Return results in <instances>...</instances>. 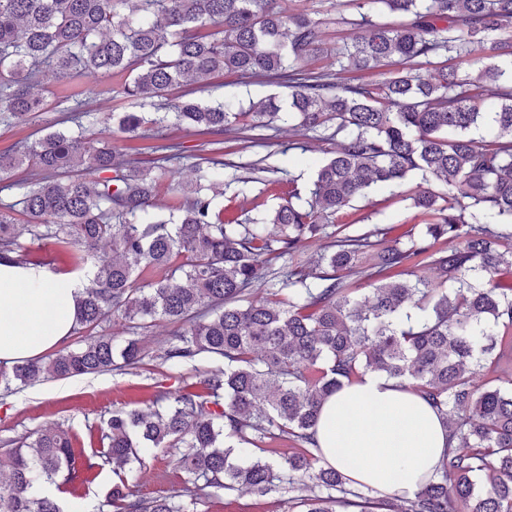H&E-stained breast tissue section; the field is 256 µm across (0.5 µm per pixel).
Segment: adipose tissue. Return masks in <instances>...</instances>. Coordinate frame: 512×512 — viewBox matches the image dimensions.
<instances>
[{"label": "adipose tissue", "mask_w": 512, "mask_h": 512, "mask_svg": "<svg viewBox=\"0 0 512 512\" xmlns=\"http://www.w3.org/2000/svg\"><path fill=\"white\" fill-rule=\"evenodd\" d=\"M83 279L0 260V363L41 356L65 340ZM319 457L353 483L410 497L448 446L437 413L396 380L363 374L322 404Z\"/></svg>", "instance_id": "ef3b65f1"}]
</instances>
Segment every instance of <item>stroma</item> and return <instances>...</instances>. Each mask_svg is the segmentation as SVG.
Segmentation results:
<instances>
[{"mask_svg":"<svg viewBox=\"0 0 512 512\" xmlns=\"http://www.w3.org/2000/svg\"><path fill=\"white\" fill-rule=\"evenodd\" d=\"M193 96L205 104L234 100L249 104L269 97L287 99V88L262 78L244 79L224 73L214 76L206 84L194 87ZM127 99L114 97L106 100L88 98L84 109L100 118V127L110 135L116 150L140 162L153 166L157 154L149 138H132L110 120V113L130 110ZM329 142L315 135H300L289 129L269 132L263 145L243 149L241 161L264 158L269 171L265 184L233 182L225 186L217 201L226 211L240 209L273 210L290 185L305 186L312 178L316 165L326 158ZM428 218L411 201L392 194L390 189L377 187L368 199L355 202L352 208L337 214L324 234L307 240L294 260L312 266L336 238L339 230L352 233L372 226L393 227L399 241L419 233ZM174 325L160 322L149 328L141 340L147 354L137 367L71 379H52L27 387L23 391L0 396V439L13 438L55 424L76 434L83 442L85 454H92V436L113 409L152 398L159 387L176 389L193 385L212 367L208 359L185 367L183 378L169 377L167 367L160 359L164 339L173 333ZM176 451L172 448H154L147 456V471L136 490L145 498L170 496L184 487V475L175 464ZM116 477L111 467L95 470L90 482L76 484L57 492L63 512H111L108 504ZM201 512H288V503L276 495L257 496L247 492H219L200 506Z\"/></svg>","mask_w":512,"mask_h":512,"instance_id":"stroma-1","label":"stroma"}]
</instances>
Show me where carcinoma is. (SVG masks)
<instances>
[{
    "mask_svg": "<svg viewBox=\"0 0 512 512\" xmlns=\"http://www.w3.org/2000/svg\"><path fill=\"white\" fill-rule=\"evenodd\" d=\"M304 2L287 13L280 0H0L3 120L53 110L52 88L88 74L101 81L94 95L112 93L103 81L121 76L117 93L134 110L112 120L162 152L159 173L142 171L78 120L0 154V177L28 173L20 197L0 203V259L47 264L21 250L28 234L72 269L92 266L73 327L80 340L0 367V389L137 366L143 347L106 332L112 316L133 335L157 320L178 325L163 353L172 373L203 357L223 363L198 389L113 410L98 463L58 426L4 441L0 512H63L33 483L67 484L100 463L119 478L112 512H198L213 490L288 493L303 512H512V378L474 383L489 362L512 369V0ZM335 23L353 36L331 46ZM424 64L435 67L428 78ZM349 71L383 80L338 81ZM219 72L278 80L288 110L272 98L249 109L186 98L164 110L170 91ZM241 123L288 125L334 145L307 196L294 189L260 218L215 205L238 168L222 158L220 136ZM486 124L490 139L469 137ZM173 125L216 136L218 157L196 167L194 188L168 185L163 217L161 183L185 159L167 141ZM418 173L444 188L407 187ZM374 186L403 188L429 217L424 232L401 247L372 227L336 237L312 273L269 269ZM365 372L407 385L448 428L439 468L412 497L354 489L312 450L324 399ZM288 439L306 451L278 464L234 453ZM169 447L190 488L137 495L130 482L147 450Z\"/></svg>",
    "mask_w": 512,
    "mask_h": 512,
    "instance_id": "carcinoma-1",
    "label": "carcinoma"
}]
</instances>
